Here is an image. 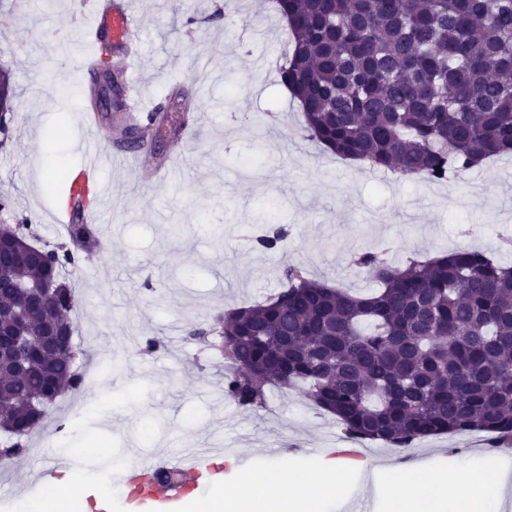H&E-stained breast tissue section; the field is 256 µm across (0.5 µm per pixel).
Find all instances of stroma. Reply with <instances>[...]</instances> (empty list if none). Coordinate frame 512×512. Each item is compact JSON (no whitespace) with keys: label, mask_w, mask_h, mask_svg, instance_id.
I'll list each match as a JSON object with an SVG mask.
<instances>
[{"label":"stroma","mask_w":512,"mask_h":512,"mask_svg":"<svg viewBox=\"0 0 512 512\" xmlns=\"http://www.w3.org/2000/svg\"><path fill=\"white\" fill-rule=\"evenodd\" d=\"M142 36L136 74L145 108L173 106L193 119L181 173L167 183H143L132 169L105 167L119 184L105 199L98 223L103 243L69 281L78 299L72 317L101 369L79 395L84 410L70 418V402L48 411L0 495L21 505L23 486L44 456L89 441L112 447L113 463L131 450L146 455L206 445L223 429L224 481L267 466L318 468L330 460L350 468L347 512H372L365 482L395 455L382 443L348 437L335 419L295 389H273L265 410L252 413L218 400L223 357L187 338L192 324L280 288L289 265L306 269L357 294L371 293L368 271L355 254L388 250L395 264L425 260L461 246L512 262V155L432 183L337 158L299 130L303 117L282 85L273 59L289 48L285 21L271 0H223L213 20L212 0H131ZM93 17L87 0H0V68L15 96L6 151H0V195L11 203L0 221L31 218L43 241L59 244L51 222L58 196L42 193L38 160L59 172L84 161L86 125L76 66L81 29ZM285 236L267 251L257 239L274 229ZM160 340L138 353L126 336ZM412 460L453 469L496 468L500 457L487 434L475 443L459 435L429 436L406 449Z\"/></svg>","instance_id":"stroma-1"}]
</instances>
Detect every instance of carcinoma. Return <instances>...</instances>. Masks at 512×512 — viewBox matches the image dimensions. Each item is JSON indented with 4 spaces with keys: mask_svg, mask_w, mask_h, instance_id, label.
<instances>
[{
    "mask_svg": "<svg viewBox=\"0 0 512 512\" xmlns=\"http://www.w3.org/2000/svg\"><path fill=\"white\" fill-rule=\"evenodd\" d=\"M291 49L275 64L298 101L310 140L347 160L442 182L512 154V0H276ZM96 98L122 92L105 70ZM13 89L0 72V133ZM14 252L48 255L0 276V309L23 307L51 282L18 336L52 327L74 334L69 270L100 247L78 220L68 242L46 249L31 220L0 227ZM356 263L377 291L360 296L282 271L274 297L231 309L212 326L224 336V397L247 411L268 390L298 388L357 440L397 450L434 435L490 433L512 444V263L460 248L395 265L367 251ZM84 375L68 354L35 358L28 343L0 354V454L15 457Z\"/></svg>",
    "mask_w": 512,
    "mask_h": 512,
    "instance_id": "1",
    "label": "carcinoma"
}]
</instances>
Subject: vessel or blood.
Segmentation results:
<instances>
[{
    "label": "vessel or blood",
    "instance_id": "b4317fda",
    "mask_svg": "<svg viewBox=\"0 0 512 512\" xmlns=\"http://www.w3.org/2000/svg\"><path fill=\"white\" fill-rule=\"evenodd\" d=\"M91 13L94 23L86 30L85 36L93 51L81 64L83 72L91 75L101 67L100 46L105 41L121 50L123 60L120 68L127 71L128 60L138 47L139 34L138 18L128 0H92ZM126 85L128 119L139 125L153 124L157 115L142 108L134 76H127ZM86 122L90 136L84 149L85 161L75 173L66 199L55 210L54 221L58 224L72 222L74 211L79 207L90 218L99 219L101 213L97 203L110 192L109 186L98 176L99 168L106 163L124 162L132 155L119 139L100 127L96 113H88ZM212 456V449L192 447L175 454L164 452L144 456L135 452L126 464L105 468L101 480L125 489L126 512H179L185 486L201 481L209 485L223 483L224 470L213 463ZM73 465L70 459L46 458L29 485L37 487L55 477L59 469Z\"/></svg>",
    "mask_w": 512,
    "mask_h": 512
}]
</instances>
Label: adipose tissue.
I'll return each instance as SVG.
<instances>
[{
	"label": "adipose tissue",
	"mask_w": 512,
	"mask_h": 512,
	"mask_svg": "<svg viewBox=\"0 0 512 512\" xmlns=\"http://www.w3.org/2000/svg\"><path fill=\"white\" fill-rule=\"evenodd\" d=\"M382 493L390 512H497L512 474H488L468 468L448 473L414 460L388 468ZM347 475L341 466L322 470L268 468L223 488L204 512H327L344 504Z\"/></svg>",
	"instance_id": "ef3b65f1"
}]
</instances>
